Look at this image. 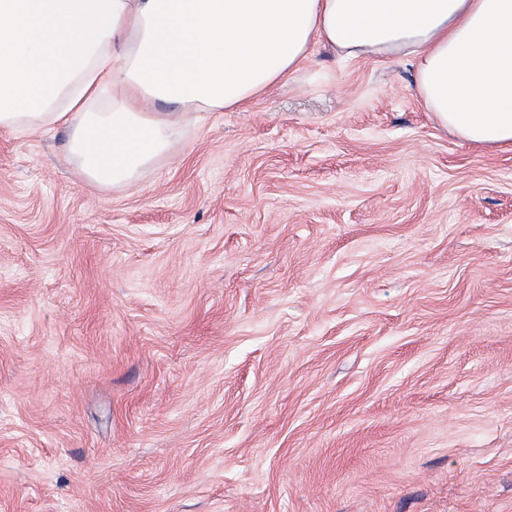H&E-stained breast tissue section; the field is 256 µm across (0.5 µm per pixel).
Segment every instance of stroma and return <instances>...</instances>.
<instances>
[{"label":"stroma","instance_id":"1","mask_svg":"<svg viewBox=\"0 0 512 512\" xmlns=\"http://www.w3.org/2000/svg\"><path fill=\"white\" fill-rule=\"evenodd\" d=\"M68 139L0 131V512H512V151L405 60Z\"/></svg>","mask_w":512,"mask_h":512}]
</instances>
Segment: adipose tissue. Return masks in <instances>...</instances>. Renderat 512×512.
<instances>
[{
  "label": "adipose tissue",
  "instance_id": "ef3b65f1",
  "mask_svg": "<svg viewBox=\"0 0 512 512\" xmlns=\"http://www.w3.org/2000/svg\"><path fill=\"white\" fill-rule=\"evenodd\" d=\"M318 45L406 60L440 126L512 149V0H0V129H71L87 178L124 186L167 151L177 112L237 110Z\"/></svg>",
  "mask_w": 512,
  "mask_h": 512
}]
</instances>
